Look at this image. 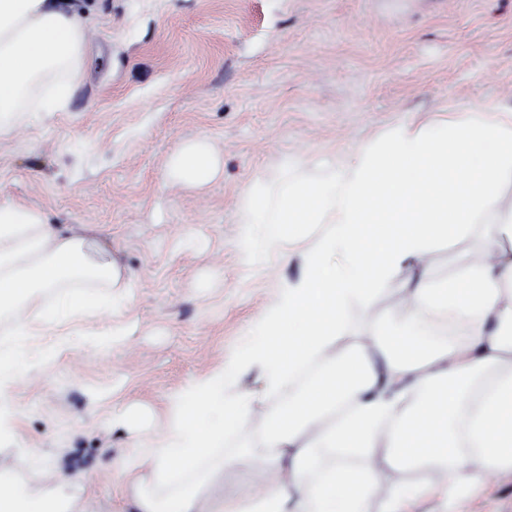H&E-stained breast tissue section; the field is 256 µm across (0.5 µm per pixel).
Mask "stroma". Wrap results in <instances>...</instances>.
Masks as SVG:
<instances>
[{
    "mask_svg": "<svg viewBox=\"0 0 512 512\" xmlns=\"http://www.w3.org/2000/svg\"><path fill=\"white\" fill-rule=\"evenodd\" d=\"M83 75L59 112L0 136V202L94 229L132 286L82 319L35 320L26 367L0 381L15 481L82 488L98 512H133L116 469L134 437L159 436L170 397L232 357L299 256L238 248L241 189L284 156L325 177L323 157L401 121L512 106V0H82ZM205 140L224 169L204 186L169 177ZM480 228L430 255L454 278ZM403 269L375 304L349 305L357 336L401 316ZM464 512H512V472L464 492Z\"/></svg>",
    "mask_w": 512,
    "mask_h": 512,
    "instance_id": "1",
    "label": "stroma"
}]
</instances>
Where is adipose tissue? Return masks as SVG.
I'll list each match as a JSON object with an SVG mask.
<instances>
[{
    "mask_svg": "<svg viewBox=\"0 0 512 512\" xmlns=\"http://www.w3.org/2000/svg\"><path fill=\"white\" fill-rule=\"evenodd\" d=\"M88 22L76 0H0V134L24 112L51 113L83 73ZM302 160L257 177L239 194L240 245L282 250L326 225L304 252L297 283L279 289L243 346L205 377L175 393L165 431L132 444L118 471L131 478L134 512H405L417 498L445 497L512 470V109L486 118L465 112L441 124H395L357 143L316 185L295 180ZM219 161L193 141L172 154L170 175L210 181ZM483 225L488 250L463 275L429 278L435 242ZM404 317L365 336L346 330L349 304L372 307L404 268ZM120 292L130 279L98 241L70 235L38 211L0 204V310L14 334L32 332L43 291L64 289L60 308L90 312L76 284ZM257 371L281 394L276 413L244 389ZM251 433L238 461L259 468L262 494L227 498L219 451L226 436ZM334 451L322 464L320 450ZM363 466H353V459ZM0 452V512H88L53 497L46 483L10 482ZM412 469L421 483L393 480Z\"/></svg>",
    "mask_w": 512,
    "mask_h": 512,
    "instance_id": "obj_1",
    "label": "adipose tissue"
}]
</instances>
